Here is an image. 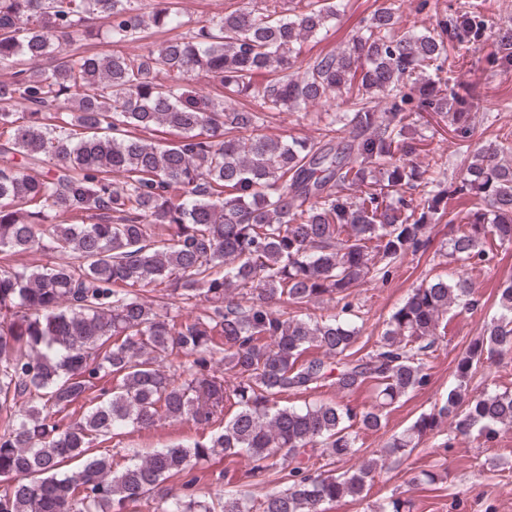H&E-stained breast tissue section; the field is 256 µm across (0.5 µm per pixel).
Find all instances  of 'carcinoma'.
Returning a JSON list of instances; mask_svg holds the SVG:
<instances>
[{
  "label": "carcinoma",
  "instance_id": "carcinoma-1",
  "mask_svg": "<svg viewBox=\"0 0 512 512\" xmlns=\"http://www.w3.org/2000/svg\"><path fill=\"white\" fill-rule=\"evenodd\" d=\"M140 2L0 0V512H130L143 499L158 512H329L362 498L379 460L326 474L311 452L332 464L355 453L359 432L382 430L387 407L428 385L443 316L476 307L471 272L495 258L488 237L512 246V132L476 140V88L454 77L488 44L512 67V27L490 23L491 0H419L432 28L402 33L384 2L344 47L307 58L304 43L345 0H306L288 17L260 0L206 20L181 0H154L147 16ZM93 21L114 43L187 31L100 55L87 47ZM44 57L50 66H29ZM194 72L221 96L188 90ZM322 98L342 115L318 136L264 134L275 113ZM424 112L459 145L451 178L439 161L410 164L427 147L412 128ZM454 197L474 199L462 217ZM445 218L464 221L448 239L453 271L412 289L357 355L353 290L426 252ZM33 250L51 261L11 264ZM150 284L164 286L151 302L138 291ZM201 300L195 315L169 313ZM324 300L336 306L316 320L289 311ZM497 307L446 401L392 436L387 455L411 454L445 422L487 441L512 429V392L472 388L512 351L511 278ZM367 382L376 402L364 409L282 404ZM166 418L224 426L121 469L93 451ZM221 453L248 458L239 481L285 486L201 499L194 468ZM413 506L393 494L371 512Z\"/></svg>",
  "mask_w": 512,
  "mask_h": 512
}]
</instances>
